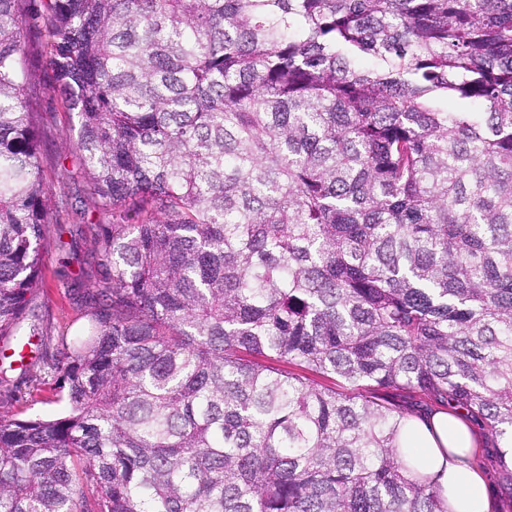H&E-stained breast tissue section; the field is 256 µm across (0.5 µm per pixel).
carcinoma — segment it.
<instances>
[{
	"instance_id": "1",
	"label": "carcinoma",
	"mask_w": 512,
	"mask_h": 512,
	"mask_svg": "<svg viewBox=\"0 0 512 512\" xmlns=\"http://www.w3.org/2000/svg\"><path fill=\"white\" fill-rule=\"evenodd\" d=\"M0 0V342L54 192ZM105 222L56 418L0 512H448L389 392L486 427L512 497V0H45Z\"/></svg>"
}]
</instances>
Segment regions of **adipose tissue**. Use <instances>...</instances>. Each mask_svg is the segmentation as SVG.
Segmentation results:
<instances>
[{"label":"adipose tissue","instance_id":"adipose-tissue-1","mask_svg":"<svg viewBox=\"0 0 512 512\" xmlns=\"http://www.w3.org/2000/svg\"><path fill=\"white\" fill-rule=\"evenodd\" d=\"M407 439L419 472L436 483L452 512H494L492 487L475 463L477 439L461 417L437 412L413 418Z\"/></svg>","mask_w":512,"mask_h":512}]
</instances>
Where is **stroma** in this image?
I'll return each mask as SVG.
<instances>
[{"label":"stroma","instance_id":"1","mask_svg":"<svg viewBox=\"0 0 512 512\" xmlns=\"http://www.w3.org/2000/svg\"><path fill=\"white\" fill-rule=\"evenodd\" d=\"M44 4L45 0H25L23 9L28 98L40 121L43 177L54 190L50 220L63 229L60 241L51 242L45 255V280L33 300L41 317L40 337L53 349L59 346L61 338L75 335L87 322L81 308L70 299L66 283L78 278L84 287L95 285L96 274L88 263V255L94 247L92 226L99 223L100 214L89 195V173L68 146L75 132L48 66L40 20ZM36 371L43 380L36 401L0 404V414L37 413L52 417L61 413L62 404L53 400L52 372L41 364Z\"/></svg>","mask_w":512,"mask_h":512}]
</instances>
